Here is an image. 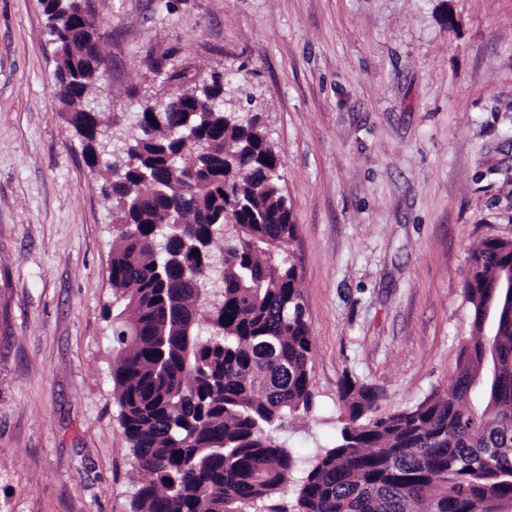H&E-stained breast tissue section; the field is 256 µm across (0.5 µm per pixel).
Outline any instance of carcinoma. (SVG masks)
Here are the masks:
<instances>
[{"label":"carcinoma","instance_id":"cac0c4a2","mask_svg":"<svg viewBox=\"0 0 512 512\" xmlns=\"http://www.w3.org/2000/svg\"><path fill=\"white\" fill-rule=\"evenodd\" d=\"M56 95L113 203V397L137 467L132 512H286L296 468L276 439L309 409L310 329L290 252L283 161L241 78L179 90L182 109L140 105L134 132L102 147L92 111L109 64L103 21L43 0ZM512 276V240L470 255L463 291L474 336L451 389L376 417L379 394L340 385L341 439L305 469L295 512H512V316L493 284Z\"/></svg>","mask_w":512,"mask_h":512}]
</instances>
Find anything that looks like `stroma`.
Instances as JSON below:
<instances>
[{
	"label": "stroma",
	"mask_w": 512,
	"mask_h": 512,
	"mask_svg": "<svg viewBox=\"0 0 512 512\" xmlns=\"http://www.w3.org/2000/svg\"><path fill=\"white\" fill-rule=\"evenodd\" d=\"M96 99L142 103L242 73L280 154L310 328L308 412L334 447L348 377L383 417L449 390L470 253L512 239V0H96ZM37 0H0V512H132L112 392V201L55 98Z\"/></svg>",
	"instance_id": "stroma-1"
}]
</instances>
